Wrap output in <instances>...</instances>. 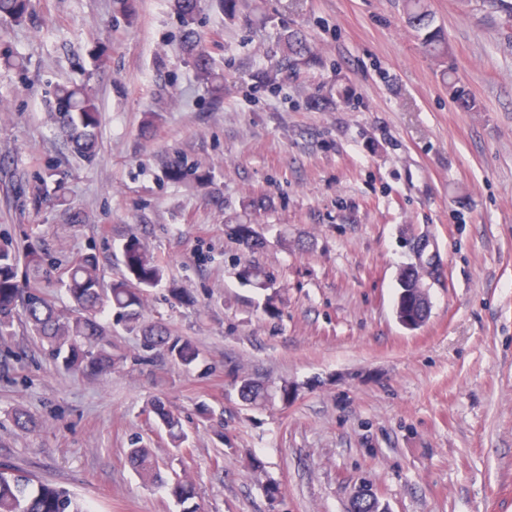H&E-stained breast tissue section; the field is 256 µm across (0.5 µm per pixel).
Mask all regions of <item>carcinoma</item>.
<instances>
[{
	"instance_id": "carcinoma-1",
	"label": "carcinoma",
	"mask_w": 512,
	"mask_h": 512,
	"mask_svg": "<svg viewBox=\"0 0 512 512\" xmlns=\"http://www.w3.org/2000/svg\"><path fill=\"white\" fill-rule=\"evenodd\" d=\"M174 10L182 26V47L187 61L199 77L210 83L219 78L212 72L208 49L195 28L200 13V0H173ZM31 0H0V17L23 22L31 15ZM406 23L421 41L425 51L442 58L448 53V44L442 28L435 24L434 15L424 0H406ZM279 58L276 68L265 74L264 81L274 83L280 75L286 76L300 67L322 63L316 47L304 31L289 30L278 40ZM52 111L56 112L65 141L72 151L92 158L98 147L100 112L95 97L85 88L58 85L53 92ZM237 238L248 247L259 245V239L250 224L233 227ZM28 264L40 266L44 257L29 249L20 255L8 246H0V342L12 335L14 312L22 307V316L31 326L41 343L47 345L49 354L62 362L66 369L89 376H100L112 370L115 361L109 329L97 320L96 314L108 306L126 323H135L144 307V292L159 285L164 277L163 267L146 253L140 240L132 236L123 247V263L127 272L123 278L104 285L96 257L83 255L74 259L66 271L63 287L69 293L75 307L64 312L45 296L31 292L19 294L18 264L20 258ZM427 301L418 288L414 274L403 276L397 302L399 320L410 328L423 323L422 305ZM151 349H162L185 366L199 358V349L189 339L174 338L166 323L156 320L141 327ZM154 422L166 431L173 445L178 448L186 434L180 418L160 399L152 403ZM127 461L142 480L165 484L153 458L151 449L133 445L127 449ZM182 512H200L193 502L194 485L187 479H179L167 486ZM69 503L56 492L41 489L33 495L28 482L16 479L8 482L0 478V512H66ZM350 512H387L386 507L374 496L363 494L356 498Z\"/></svg>"
}]
</instances>
